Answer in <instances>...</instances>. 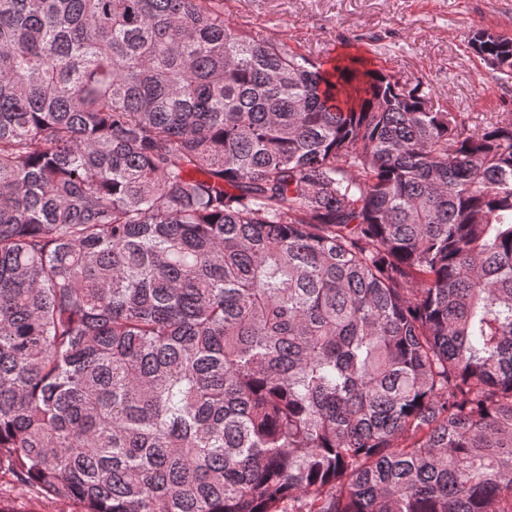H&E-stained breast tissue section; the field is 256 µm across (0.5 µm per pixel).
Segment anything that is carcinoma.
<instances>
[{
	"label": "carcinoma",
	"instance_id": "carcinoma-1",
	"mask_svg": "<svg viewBox=\"0 0 512 512\" xmlns=\"http://www.w3.org/2000/svg\"><path fill=\"white\" fill-rule=\"evenodd\" d=\"M359 64L224 0H0V478L512 512V114Z\"/></svg>",
	"mask_w": 512,
	"mask_h": 512
}]
</instances>
